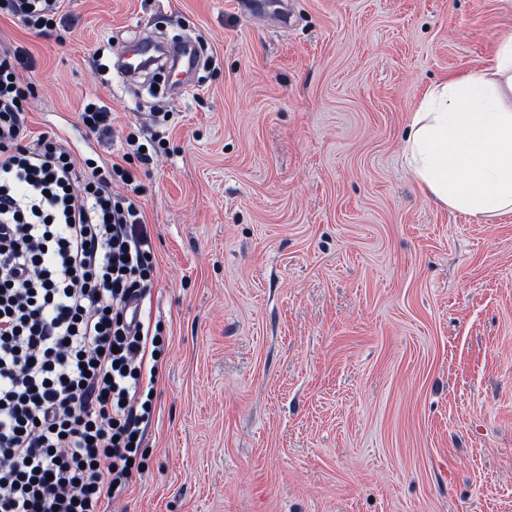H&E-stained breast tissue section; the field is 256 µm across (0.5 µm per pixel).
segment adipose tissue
Instances as JSON below:
<instances>
[{
  "label": "adipose tissue",
  "instance_id": "obj_1",
  "mask_svg": "<svg viewBox=\"0 0 512 512\" xmlns=\"http://www.w3.org/2000/svg\"><path fill=\"white\" fill-rule=\"evenodd\" d=\"M403 156L428 197L449 210L483 220L512 211V37L491 67L425 92Z\"/></svg>",
  "mask_w": 512,
  "mask_h": 512
}]
</instances>
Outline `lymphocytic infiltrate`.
Segmentation results:
<instances>
[{
	"mask_svg": "<svg viewBox=\"0 0 512 512\" xmlns=\"http://www.w3.org/2000/svg\"><path fill=\"white\" fill-rule=\"evenodd\" d=\"M25 67L0 51V512H104L154 415L153 244L128 169L25 146Z\"/></svg>",
	"mask_w": 512,
	"mask_h": 512,
	"instance_id": "1",
	"label": "lymphocytic infiltrate"
}]
</instances>
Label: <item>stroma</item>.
I'll return each instance as SVG.
<instances>
[{"label": "stroma", "instance_id": "1", "mask_svg": "<svg viewBox=\"0 0 512 512\" xmlns=\"http://www.w3.org/2000/svg\"><path fill=\"white\" fill-rule=\"evenodd\" d=\"M59 6L51 33L0 13V48L31 61V137L136 171L168 342L114 512H512V212L438 206L402 156L512 0ZM153 36L203 59L159 110L103 73ZM96 97L111 136L79 119Z\"/></svg>", "mask_w": 512, "mask_h": 512}]
</instances>
